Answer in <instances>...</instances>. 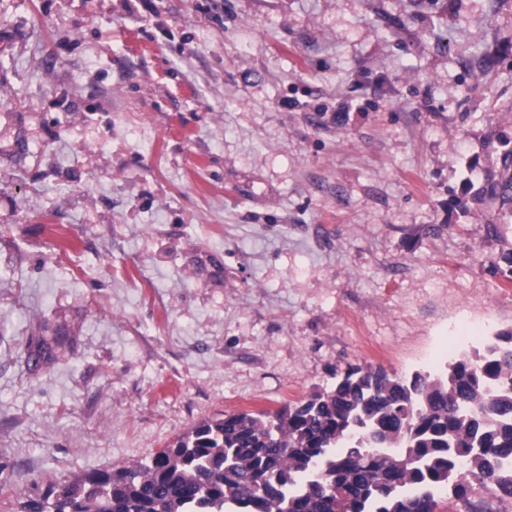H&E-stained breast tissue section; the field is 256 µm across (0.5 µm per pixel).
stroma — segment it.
<instances>
[{
    "label": "stroma",
    "mask_w": 512,
    "mask_h": 512,
    "mask_svg": "<svg viewBox=\"0 0 512 512\" xmlns=\"http://www.w3.org/2000/svg\"><path fill=\"white\" fill-rule=\"evenodd\" d=\"M505 134L512 0H0V512L511 330Z\"/></svg>",
    "instance_id": "35a3bbf8"
}]
</instances>
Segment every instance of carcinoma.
Listing matches in <instances>:
<instances>
[{
	"label": "carcinoma",
	"instance_id": "carcinoma-1",
	"mask_svg": "<svg viewBox=\"0 0 512 512\" xmlns=\"http://www.w3.org/2000/svg\"><path fill=\"white\" fill-rule=\"evenodd\" d=\"M512 202V176L484 189ZM512 498V331L448 371L350 367L294 408L203 422L148 463L22 512H436L433 490Z\"/></svg>",
	"mask_w": 512,
	"mask_h": 512
}]
</instances>
